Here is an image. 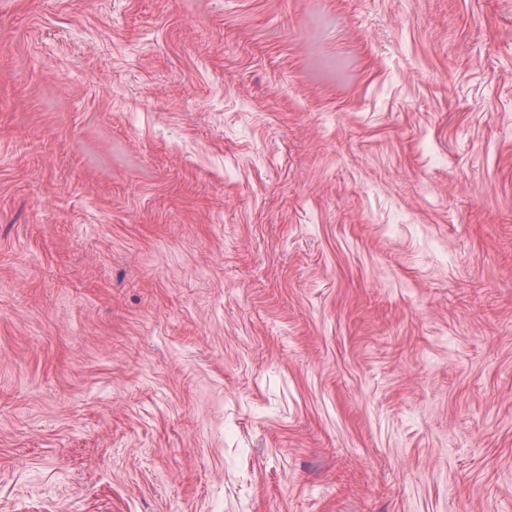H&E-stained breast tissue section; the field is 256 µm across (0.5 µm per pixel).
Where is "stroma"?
Returning <instances> with one entry per match:
<instances>
[{"mask_svg": "<svg viewBox=\"0 0 512 512\" xmlns=\"http://www.w3.org/2000/svg\"><path fill=\"white\" fill-rule=\"evenodd\" d=\"M0 512H512V0H0Z\"/></svg>", "mask_w": 512, "mask_h": 512, "instance_id": "35a3bbf8", "label": "stroma"}]
</instances>
